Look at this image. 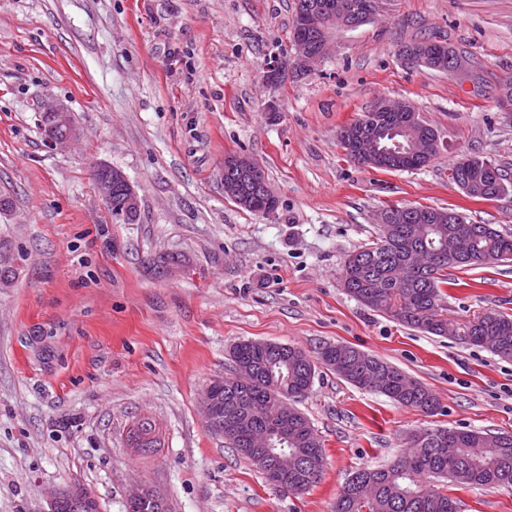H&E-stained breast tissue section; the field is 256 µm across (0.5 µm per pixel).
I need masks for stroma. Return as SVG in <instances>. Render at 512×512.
Instances as JSON below:
<instances>
[{
  "label": "stroma",
  "instance_id": "35a3bbf8",
  "mask_svg": "<svg viewBox=\"0 0 512 512\" xmlns=\"http://www.w3.org/2000/svg\"><path fill=\"white\" fill-rule=\"evenodd\" d=\"M295 0H0V240L22 257L0 288V512H46L77 481L125 512L143 479L171 512H332L350 474L390 464L422 429L512 434V359L404 326L342 286L349 254L391 205L448 208L512 232V191L469 198L448 177L465 154L512 180V0H383L340 32L310 73L265 81L292 53ZM427 37L462 52L467 75L408 65ZM383 98L407 100L439 137L426 166L351 160L341 128ZM80 134L48 142V103ZM263 165L273 215L224 196V158ZM122 169L141 199L118 224L92 168ZM173 257L155 274L159 257ZM437 312L465 323L512 314V262L460 273ZM309 355L366 351L437 398L430 414L318 367L299 398L325 450L321 481L294 494L207 428L199 397L246 340ZM159 444L139 450L140 420ZM458 512H512V491L449 486Z\"/></svg>",
  "mask_w": 512,
  "mask_h": 512
}]
</instances>
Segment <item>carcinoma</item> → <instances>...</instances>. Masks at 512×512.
<instances>
[{"mask_svg":"<svg viewBox=\"0 0 512 512\" xmlns=\"http://www.w3.org/2000/svg\"><path fill=\"white\" fill-rule=\"evenodd\" d=\"M431 53H442L450 58L446 71H453V61L461 54L446 43L423 39L403 45ZM485 158L464 156L452 169L467 180L465 194L485 200L501 183H506L502 169L484 166ZM457 224H425L420 240L405 239L408 225L382 224L377 240L349 256L343 272L347 292L364 306L384 311L389 309L392 293L402 294L414 307L438 303L448 284V269L467 271L512 260V234L493 224L474 225L475 233L469 240L468 259L452 266L444 262L435 268L419 265L418 252L423 248L446 249L448 239L457 235ZM405 325L426 333L444 336L448 329L416 318L413 314L401 316ZM454 338L462 343L488 349L495 355L512 358V315L498 311L485 314L480 330L465 323L457 328ZM287 355L272 361L261 352L241 342L232 352V363L249 364L255 368L254 378L239 382L224 378V397L243 399L241 410L224 407V413L240 415L250 426L267 425L265 407L282 394L293 395L309 387V374L317 372V365L325 364L322 354L333 350L321 349L317 361L305 351L286 346ZM331 369L349 384L384 394L404 407L432 413L437 409L433 394L421 383L407 376L399 368L357 348L351 355L334 357ZM271 452L288 457L287 481H300L307 487L315 486L322 478L325 451L317 430L309 418L295 407L288 411V430L270 429ZM420 438H411V447L420 453H408L403 460L413 459L409 466L393 463L386 467L361 468L352 473L333 504V512H457V502L440 490L436 482L446 479L462 488L480 486L512 489V435L474 429H423ZM451 451L441 455L440 448Z\"/></svg>","mask_w":512,"mask_h":512,"instance_id":"cac0c4a2","label":"carcinoma"}]
</instances>
